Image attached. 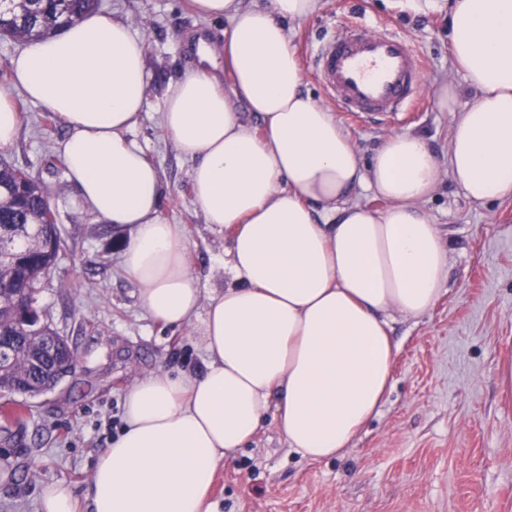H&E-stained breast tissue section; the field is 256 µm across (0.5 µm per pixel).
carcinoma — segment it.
<instances>
[{
    "label": "carcinoma",
    "instance_id": "carcinoma-1",
    "mask_svg": "<svg viewBox=\"0 0 512 512\" xmlns=\"http://www.w3.org/2000/svg\"><path fill=\"white\" fill-rule=\"evenodd\" d=\"M98 7L96 0H0V38L33 42L55 33ZM17 168L0 165V254L17 264L0 265V394L30 396L53 389L72 373L75 355L68 341L47 324L26 325L17 309L37 302L41 271L58 263L48 249L49 229L42 224L49 192L31 177L17 184Z\"/></svg>",
    "mask_w": 512,
    "mask_h": 512
}]
</instances>
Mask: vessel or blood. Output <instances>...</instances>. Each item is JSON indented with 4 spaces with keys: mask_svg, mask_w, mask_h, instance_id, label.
<instances>
[{
    "mask_svg": "<svg viewBox=\"0 0 512 512\" xmlns=\"http://www.w3.org/2000/svg\"><path fill=\"white\" fill-rule=\"evenodd\" d=\"M315 69L337 106L364 121L413 109L422 86V64L410 41L358 23L318 46Z\"/></svg>",
    "mask_w": 512,
    "mask_h": 512,
    "instance_id": "obj_1",
    "label": "vessel or blood"
}]
</instances>
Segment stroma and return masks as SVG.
<instances>
[{
	"mask_svg": "<svg viewBox=\"0 0 512 512\" xmlns=\"http://www.w3.org/2000/svg\"><path fill=\"white\" fill-rule=\"evenodd\" d=\"M449 0H321L291 23L304 88L335 109L313 64L320 41L360 22L405 36L418 49L423 83L416 109L402 121L347 124L351 143L371 161L390 135L421 136L446 157L452 115L436 98L464 84L448 41ZM101 15L126 21L144 39L150 72L143 116L131 133L165 185L160 214L183 225L189 274L208 305L224 283L230 235L206 223L193 204L191 164L167 137L160 107L169 85L196 59L199 43L222 52L225 22L204 20L189 0H103ZM22 43L0 38V89L22 116L17 142L0 158L37 176L51 192L63 247L37 307L44 322L77 352L73 372L35 397H0V512H39L44 486L66 481L89 512L97 457L123 426L124 399L155 373L191 374L205 360L201 320L156 323L141 308L139 286L122 262L130 230L84 211L54 151L64 133L46 108L13 88L6 68ZM463 91L455 109L470 106ZM425 214L445 239L448 280L428 313H391L397 346L384 405L342 454L312 462L291 451L273 417L222 467L213 486L215 512H512V398L498 382L512 358V199L476 204L441 175Z\"/></svg>",
	"mask_w": 512,
	"mask_h": 512,
	"instance_id": "obj_1",
	"label": "stroma"
}]
</instances>
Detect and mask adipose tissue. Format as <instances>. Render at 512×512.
<instances>
[{
  "label": "adipose tissue",
  "instance_id": "obj_1",
  "mask_svg": "<svg viewBox=\"0 0 512 512\" xmlns=\"http://www.w3.org/2000/svg\"><path fill=\"white\" fill-rule=\"evenodd\" d=\"M192 4L227 20L232 77L223 85L195 64L160 108L191 163L195 207L232 233L229 279L204 310L184 227L161 217L159 171L129 136L148 85L138 33L92 12L9 61L13 83L66 129L55 152L80 206L130 227L124 270L141 307L166 326L202 318L201 373L153 374L128 389L124 425L97 458L91 512H213L219 467L269 414L307 460L345 451L390 385L389 313L424 315L444 291L448 252L422 211L440 172L474 202L512 198V0H451L450 50L476 100L453 117L447 159L399 132L369 163L302 88L288 25L319 0ZM357 188L386 208L348 204Z\"/></svg>",
  "mask_w": 512,
  "mask_h": 512
}]
</instances>
